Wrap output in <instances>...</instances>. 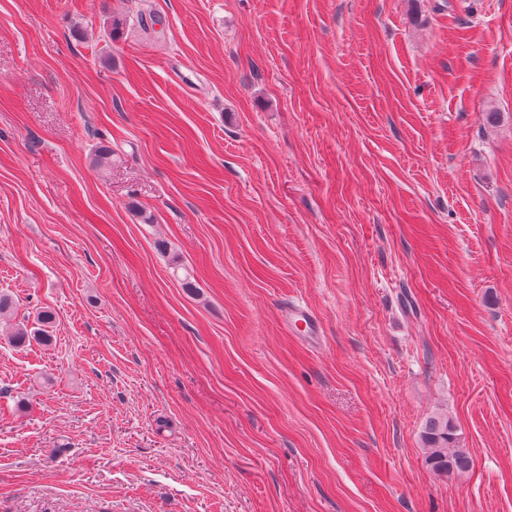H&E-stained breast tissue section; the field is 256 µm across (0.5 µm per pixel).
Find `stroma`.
Instances as JSON below:
<instances>
[{
	"label": "stroma",
	"mask_w": 512,
	"mask_h": 512,
	"mask_svg": "<svg viewBox=\"0 0 512 512\" xmlns=\"http://www.w3.org/2000/svg\"><path fill=\"white\" fill-rule=\"evenodd\" d=\"M1 291L0 512H512V0H0ZM286 329L295 331V328L303 326L307 333L303 336L306 340L314 342L320 338V328L316 316L306 307L299 304L289 306L283 312ZM426 448L425 462L437 475L443 477L461 476L473 466L469 452L456 445L455 426L448 416L429 419L421 434Z\"/></svg>",
	"instance_id": "35a3bbf8"
}]
</instances>
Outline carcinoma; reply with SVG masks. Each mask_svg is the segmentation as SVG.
I'll use <instances>...</instances> for the list:
<instances>
[{"mask_svg":"<svg viewBox=\"0 0 512 512\" xmlns=\"http://www.w3.org/2000/svg\"><path fill=\"white\" fill-rule=\"evenodd\" d=\"M38 322L41 328L33 332L26 325L17 324L11 342L16 346L24 345L32 339L44 344L51 342V336L45 327L53 322V314L49 311L43 312ZM421 440L426 448L425 462L435 474L448 478L465 474L472 468V457L466 449L456 445L455 426L447 416L429 419L422 431Z\"/></svg>","mask_w":512,"mask_h":512,"instance_id":"carcinoma-1","label":"carcinoma"}]
</instances>
